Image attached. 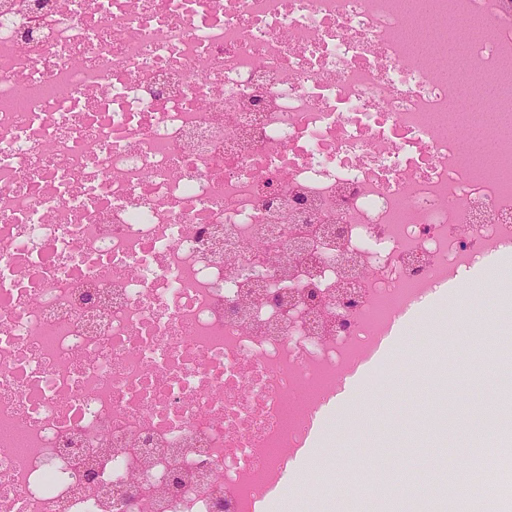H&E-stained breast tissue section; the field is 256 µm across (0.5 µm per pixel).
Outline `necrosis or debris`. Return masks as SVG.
<instances>
[{
	"instance_id": "necrosis-or-debris-1",
	"label": "necrosis or debris",
	"mask_w": 512,
	"mask_h": 512,
	"mask_svg": "<svg viewBox=\"0 0 512 512\" xmlns=\"http://www.w3.org/2000/svg\"><path fill=\"white\" fill-rule=\"evenodd\" d=\"M412 19L434 53L404 56ZM466 21L448 0H0V512H244L300 392L512 246V86L487 101L485 38L457 54L471 111L448 93ZM480 426L495 452L435 512H512V411Z\"/></svg>"
}]
</instances>
